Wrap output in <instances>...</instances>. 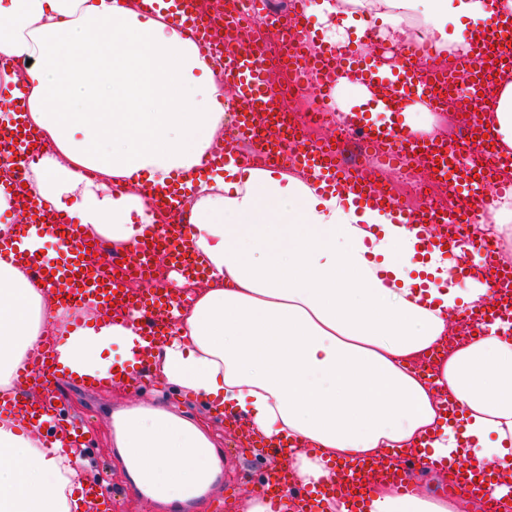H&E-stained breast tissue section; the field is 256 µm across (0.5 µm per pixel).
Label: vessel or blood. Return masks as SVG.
I'll return each mask as SVG.
<instances>
[{"mask_svg": "<svg viewBox=\"0 0 512 512\" xmlns=\"http://www.w3.org/2000/svg\"><path fill=\"white\" fill-rule=\"evenodd\" d=\"M174 24L188 27L198 33L206 56H224V76L235 90L242 103L236 115V141L249 145L248 153H235V161L243 167L261 162L263 167H272L287 160L286 144L288 133L283 127L281 113L271 92L264 66V54L253 50L243 54L226 48L224 42L211 38L201 23L196 0H162ZM301 37L285 36L284 52L289 74L300 77L307 71H326L329 67L352 68L362 84L374 89L376 96L367 103L365 111H352L346 118L351 127L360 130L365 139L382 144L404 141L410 154H424L430 157L440 173L455 170L456 179L451 183L456 205L442 211L425 208L412 214L413 224L421 227V244L424 249L444 248L447 234L438 230L442 224H461L468 237L478 234L476 215L486 209L494 198L512 195V183H489L487 177L474 166L462 146L454 142L436 143L431 139L404 134L392 119L399 112V100L410 97L436 106L442 100L462 94L478 97L490 79L493 69L512 67V16L494 17L491 24L484 26L480 36L465 34L462 45L464 68L453 78L433 80L425 75L417 64H404L385 68L379 57L360 55L350 51L346 56L335 51L322 49L311 56H303L301 46L315 42L316 30L302 26ZM15 94L8 101L0 103V160H11L15 147L32 146L36 133L27 127L24 120L25 92L23 83H15ZM300 165L318 179L329 185L351 184L359 187L361 203L365 205H391L392 200L376 189L372 181L363 175L350 174L336 158L331 142L324 141L305 145L300 151ZM26 224L34 228L38 236H49L58 244V259L32 254L24 242L0 245V259L27 263L40 284L48 291H55L57 283H65L71 304L94 303L109 309L121 307L127 312H138L152 327L165 329L169 325L173 307L188 305L185 294L166 291L144 299L130 295L118 277H111L94 266L90 261L91 249L81 237L77 224L58 213H50L39 207H29L25 214ZM164 262L169 268L183 275H199L200 270L189 257V247L184 238L154 234L149 241L139 242L133 251L131 272L144 281L151 280L157 262ZM482 277L489 284L492 305L496 314L512 313V269H498L492 264L481 266ZM445 460L428 457L390 456L379 461H355L337 466L339 480L337 491L346 496L363 491L364 482L370 474L377 473L397 482L401 489L410 487V471L413 467H445ZM498 481L491 473L462 467L457 471V489H468L471 493L491 495Z\"/></svg>", "mask_w": 512, "mask_h": 512, "instance_id": "obj_1", "label": "vessel or blood"}]
</instances>
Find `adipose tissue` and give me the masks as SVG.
Wrapping results in <instances>:
<instances>
[{"label": "adipose tissue", "instance_id": "adipose-tissue-1", "mask_svg": "<svg viewBox=\"0 0 512 512\" xmlns=\"http://www.w3.org/2000/svg\"><path fill=\"white\" fill-rule=\"evenodd\" d=\"M308 11L338 47L374 23L384 43L427 39L440 51L449 25L489 16L486 0H312ZM0 54L30 63L27 121L45 143L29 164L35 201L123 253L160 229L147 188L195 173L181 233L207 272L199 285L162 269L193 302L153 337L132 315L73 313L0 260V396L15 394L19 369L36 371L46 335L77 317L87 328L58 348L67 375L109 392L144 364L205 405L190 420L163 406L114 417L112 444L154 500L208 484L211 413L254 445H290L284 512H301L303 488L317 492L316 512H350L328 491L336 461L389 449L512 476V328L497 322L448 342L458 315L488 305L489 286L458 280L439 251H419L394 209L359 206L287 166L244 171L229 158L221 172L206 169L224 126V74L162 10L0 0ZM484 117L511 152L512 81ZM114 183L125 194L111 196ZM49 433L69 434L50 399L36 416L0 417V512H86L94 472L79 449L48 447ZM364 512H483V503L408 494L376 477Z\"/></svg>", "mask_w": 512, "mask_h": 512}]
</instances>
